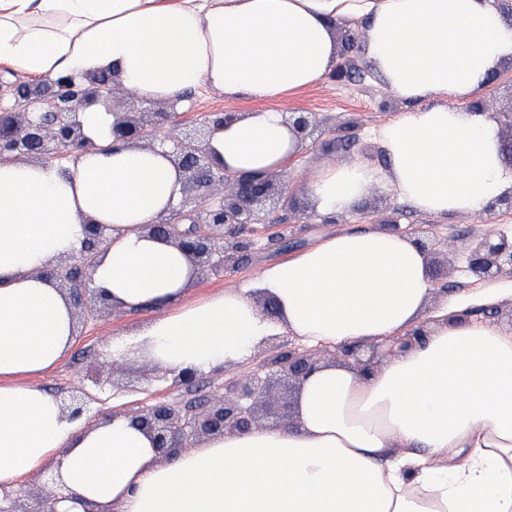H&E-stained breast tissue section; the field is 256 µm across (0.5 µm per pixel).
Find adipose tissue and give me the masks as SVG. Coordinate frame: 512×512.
Wrapping results in <instances>:
<instances>
[{
    "instance_id": "obj_1",
    "label": "adipose tissue",
    "mask_w": 512,
    "mask_h": 512,
    "mask_svg": "<svg viewBox=\"0 0 512 512\" xmlns=\"http://www.w3.org/2000/svg\"><path fill=\"white\" fill-rule=\"evenodd\" d=\"M346 20L362 23L368 64L408 107L376 133L384 168L354 158L303 174L297 189L316 212L352 214L388 184L444 218L512 188L493 118L453 105L512 59V22L493 0H0V64L34 78L112 72L150 101L200 85L255 101L210 145L226 171L265 173L304 152L274 104L328 76ZM81 120L110 151L0 162V506L45 471L66 494L58 512H512V330L449 322L455 298L422 323L433 285L412 237L349 229L247 287L195 296L185 254L149 231L181 197L176 168L159 149L112 147L108 113ZM91 222L113 227L94 287L154 312L113 337L116 356L203 373L284 333L328 348L426 333L371 373L313 371L290 426L212 436L163 461L127 417H69L39 383L78 333L68 295L39 271L78 255Z\"/></svg>"
}]
</instances>
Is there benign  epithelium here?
Here are the masks:
<instances>
[{
	"instance_id": "obj_1",
	"label": "benign epithelium",
	"mask_w": 512,
	"mask_h": 512,
	"mask_svg": "<svg viewBox=\"0 0 512 512\" xmlns=\"http://www.w3.org/2000/svg\"><path fill=\"white\" fill-rule=\"evenodd\" d=\"M10 94L23 111L0 107V159L25 161L48 158L77 161L89 149L100 145L85 132L80 114L99 104L112 115L111 135L115 142L140 148H160L182 173V194L192 201H181L180 208L163 221L173 230L178 247L188 256L198 273L218 275L257 246V225L277 224L278 209L292 208L290 202L277 199L276 177L279 172L261 176H236L215 165L209 148L213 132L233 118L227 112H211L193 125L178 122L179 113L166 107L143 112H117L114 99L140 103L142 99L115 80L102 81L97 74L80 79L62 76L38 83L12 86ZM288 124L305 141L312 137L317 124L310 112H291ZM383 230L404 232L427 252L429 244L417 236L419 230L404 227L399 212L381 222ZM107 226L88 225V237L77 256H60L43 275L65 290L75 316L85 320L96 317L97 305L105 303L92 285L91 267L106 241ZM467 268L482 277L512 273V235L476 232L466 237L463 255ZM411 342V337H396L388 343H372L369 355L360 345H344L334 350L305 348L301 345L278 351L256 367L224 385V391L205 402L186 406L159 401L130 412L132 422L146 431L158 456L165 460L190 448L193 441L218 433L245 432L258 426L259 408L275 418L290 416L292 403L285 397L273 401L259 372L274 366L282 376L285 390L300 387L302 380L325 363H340L363 370L380 364L396 349ZM122 366L103 355L97 366L88 371L94 382L105 371L117 373ZM94 395L81 390L64 402L70 416L84 415ZM61 494L43 496L27 493L10 500L0 512H55Z\"/></svg>"
}]
</instances>
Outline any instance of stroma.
Masks as SVG:
<instances>
[{
	"mask_svg": "<svg viewBox=\"0 0 512 512\" xmlns=\"http://www.w3.org/2000/svg\"><path fill=\"white\" fill-rule=\"evenodd\" d=\"M349 58L355 65L364 68L365 74L361 81L339 82L328 77L277 104L278 109L284 112L313 113L319 123L313 143L307 145L301 159L289 168L285 187L297 184L305 170L335 161L340 163L354 156L378 165L384 162L373 131L403 111L406 104L372 72L366 71V61L361 51H353ZM253 107V102L198 87L193 89L189 101L182 105L180 118L192 123L207 112L240 114ZM349 124L355 125L359 140L353 148L346 150L337 141V131ZM294 200L297 210L305 215L304 222L290 220L288 213H281L282 228L276 241L261 238L251 256L240 261L230 273L202 278L195 290L196 296L205 297L241 287L254 280L265 264L294 253L320 236L365 223L364 218L347 215L338 216L327 223L305 196L295 195ZM362 202L382 214L401 209L402 224L431 229L442 237L464 234L468 225L477 221L473 215H455L442 219L402 208L396 193L386 185L372 188ZM430 268L433 280L432 301H439L448 291L466 295L485 291L499 308V323H512V275L503 274L481 280L466 271L462 256H455L450 261L439 251L432 254ZM146 317L143 311L119 310L80 325L74 347L52 374L42 378V385L62 398L69 397L81 388L93 389L97 397L93 410L102 417L136 410L158 401H183L188 396L185 386L142 361L129 362L122 375L113 379L102 378L96 385L88 380L84 372L86 366L92 365L106 352L113 336L136 326Z\"/></svg>",
	"mask_w": 512,
	"mask_h": 512,
	"instance_id": "35a3bbf8",
	"label": "stroma"
}]
</instances>
